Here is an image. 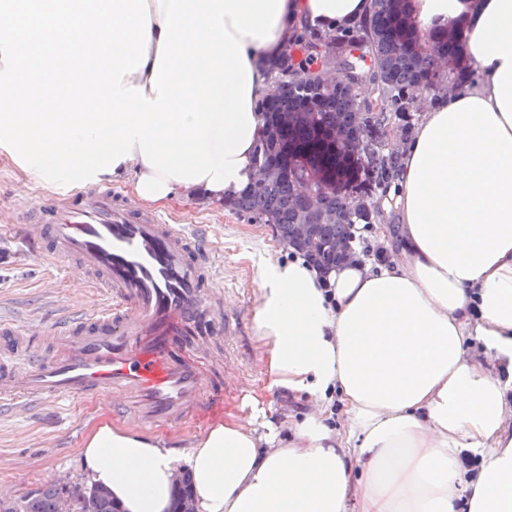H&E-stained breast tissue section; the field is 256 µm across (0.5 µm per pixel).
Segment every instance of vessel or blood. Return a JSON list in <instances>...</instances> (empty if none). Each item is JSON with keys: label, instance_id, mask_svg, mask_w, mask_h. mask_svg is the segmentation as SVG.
Here are the masks:
<instances>
[{"label": "vessel or blood", "instance_id": "obj_1", "mask_svg": "<svg viewBox=\"0 0 512 512\" xmlns=\"http://www.w3.org/2000/svg\"><path fill=\"white\" fill-rule=\"evenodd\" d=\"M23 251L104 288L89 312L18 326L0 320V410L90 399L145 427L179 429L224 403L211 352L245 329L213 282L208 229L181 230L112 188L50 194L28 209Z\"/></svg>", "mask_w": 512, "mask_h": 512}]
</instances>
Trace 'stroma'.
<instances>
[{
	"instance_id": "obj_1",
	"label": "stroma",
	"mask_w": 512,
	"mask_h": 512,
	"mask_svg": "<svg viewBox=\"0 0 512 512\" xmlns=\"http://www.w3.org/2000/svg\"><path fill=\"white\" fill-rule=\"evenodd\" d=\"M51 191L43 183L21 180L13 165L0 158V217L5 220L0 226L1 319L21 325L50 321L56 306L81 310L103 294L102 289L74 284L62 264L19 250L12 223L31 200ZM162 213L181 226H208L212 248L222 261L215 286L245 313L246 334L235 346L237 359L225 366V412L251 420L262 432L286 431L289 421L303 417L308 408L274 384L254 316L258 271L269 260L286 257L287 246L274 225L252 222L225 207L203 208L183 200ZM103 422L125 425L129 418L100 402H74L61 408L48 402L26 412H1L0 482L8 487L10 497L17 500L53 483L87 485L81 448L88 432Z\"/></svg>"
}]
</instances>
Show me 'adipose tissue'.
I'll return each mask as SVG.
<instances>
[{"label":"adipose tissue","mask_w":512,"mask_h":512,"mask_svg":"<svg viewBox=\"0 0 512 512\" xmlns=\"http://www.w3.org/2000/svg\"><path fill=\"white\" fill-rule=\"evenodd\" d=\"M411 4L418 34L463 27L478 78L426 112L377 202L397 253L325 275L294 250L261 268L268 370L309 413L283 438L230 414L187 452L98 425L82 453L121 512H170L182 463L196 512H512V0ZM371 10L285 0L273 41L242 40L252 102L300 31Z\"/></svg>","instance_id":"obj_1"}]
</instances>
